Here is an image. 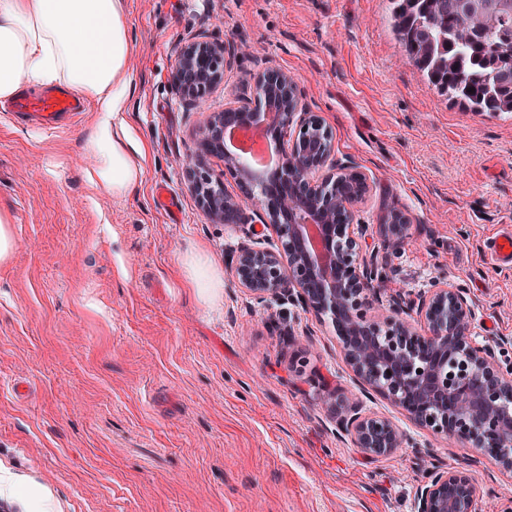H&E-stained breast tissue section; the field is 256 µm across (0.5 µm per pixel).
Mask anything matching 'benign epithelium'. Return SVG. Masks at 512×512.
Here are the masks:
<instances>
[{"mask_svg":"<svg viewBox=\"0 0 512 512\" xmlns=\"http://www.w3.org/2000/svg\"><path fill=\"white\" fill-rule=\"evenodd\" d=\"M233 45L208 38L186 42L178 51L172 83L196 104L224 80ZM256 88L271 94L247 104L211 112L185 168L186 184L214 224H239L255 208L263 227L276 235L272 248L241 245L230 259L236 287L258 301L286 299L331 321L344 360L360 388L381 395L418 428L492 455L512 473V363L504 364L473 334L475 312L467 293L443 280L408 302L397 291L390 299L378 288L377 252L368 249L365 225L354 209L369 191L366 176L334 158L333 134L324 119L305 111L288 72L266 69ZM268 133L281 158L270 175L247 169L224 149L225 131L251 127L267 113ZM224 162L239 192L225 190L209 166ZM319 241L307 239L309 225ZM408 219L391 212L382 224L387 241L408 239ZM339 429L370 458L415 448L412 437L383 414L344 405ZM491 489L478 485L467 469L430 463L414 500V512H477Z\"/></svg>","mask_w":512,"mask_h":512,"instance_id":"obj_1","label":"benign epithelium"}]
</instances>
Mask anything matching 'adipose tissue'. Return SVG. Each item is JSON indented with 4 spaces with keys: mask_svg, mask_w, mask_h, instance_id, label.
I'll use <instances>...</instances> for the list:
<instances>
[{
    "mask_svg": "<svg viewBox=\"0 0 512 512\" xmlns=\"http://www.w3.org/2000/svg\"><path fill=\"white\" fill-rule=\"evenodd\" d=\"M136 51L128 0H0V104L50 86L89 100L82 148L95 165L87 185L117 199L140 188L149 154L128 119ZM184 267L202 301L221 295L224 280L202 252Z\"/></svg>",
    "mask_w": 512,
    "mask_h": 512,
    "instance_id": "ef3b65f1",
    "label": "adipose tissue"
}]
</instances>
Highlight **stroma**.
I'll return each mask as SVG.
<instances>
[{
	"label": "stroma",
	"mask_w": 512,
	"mask_h": 512,
	"mask_svg": "<svg viewBox=\"0 0 512 512\" xmlns=\"http://www.w3.org/2000/svg\"><path fill=\"white\" fill-rule=\"evenodd\" d=\"M128 4L130 120L149 145L131 197L89 193L83 125L46 131L0 106V212L16 239L0 263V497L11 512H412L420 447L493 489L481 512L511 504L512 478L491 458L361 394L326 317L257 302L229 277L220 301L203 302L183 260L199 245L222 269L251 238L250 225L208 222L185 163L208 113L253 102L255 74L282 69L331 128L337 162L368 178L355 221L386 290L454 282L477 340L512 359V265L484 254L512 226V115L439 97L394 39L387 0ZM195 37L240 49L199 107L170 80L179 43ZM392 210L409 220L399 250L379 229ZM334 396L391 417L414 447L367 458L338 432Z\"/></svg>",
	"instance_id": "stroma-1"
}]
</instances>
